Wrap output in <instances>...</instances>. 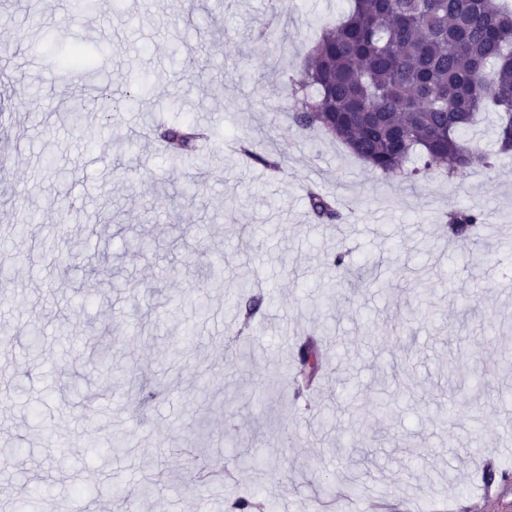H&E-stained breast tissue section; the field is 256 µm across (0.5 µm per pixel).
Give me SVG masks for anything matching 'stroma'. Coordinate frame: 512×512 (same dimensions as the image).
<instances>
[{"label": "stroma", "instance_id": "stroma-1", "mask_svg": "<svg viewBox=\"0 0 512 512\" xmlns=\"http://www.w3.org/2000/svg\"><path fill=\"white\" fill-rule=\"evenodd\" d=\"M99 3L72 18L62 0H0V323L16 334L0 353V433L15 450L0 458V512L75 498L128 512L154 468L161 483L142 512H231L238 497L308 512L329 478L341 512H512V376L500 370L512 361V157L392 185L338 141L299 130L283 85L348 0H196L191 13L186 0ZM264 12L271 39L253 27ZM76 44L104 75L143 79L140 104L121 106L115 125L97 85L59 69ZM188 120L210 133L198 156L139 137L143 124ZM312 182L335 199L339 225L314 220ZM453 205L483 211L479 239L449 236ZM27 210L39 223L10 235ZM70 252L77 261L57 262ZM336 252L360 274L330 296ZM217 261L223 287L198 288ZM253 298L244 330L228 305ZM146 319L161 326L154 338L132 331ZM34 321L46 376L18 396ZM63 323L73 335H58ZM104 328L108 367L85 346ZM306 336L321 339L322 369L298 397ZM142 382L158 391L146 409ZM121 433L135 444L106 456ZM354 460L357 491L345 480ZM215 461L223 485L195 488L197 467Z\"/></svg>", "mask_w": 512, "mask_h": 512}]
</instances>
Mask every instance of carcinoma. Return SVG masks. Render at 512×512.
I'll list each match as a JSON object with an SVG mask.
<instances>
[{
  "mask_svg": "<svg viewBox=\"0 0 512 512\" xmlns=\"http://www.w3.org/2000/svg\"><path fill=\"white\" fill-rule=\"evenodd\" d=\"M90 72L81 45L62 61ZM126 104L137 103L132 82L107 85ZM291 120L319 129L385 178L413 182L448 165V174L491 166L492 154L512 152V3L509 0H354L347 15L326 28L297 81ZM496 112L495 152L472 144L481 112ZM174 153L195 155L202 130L188 122L159 127ZM315 219H342L336 203L307 192ZM451 231L477 237L483 214L470 207L448 213ZM305 386L315 382L320 350L314 339L298 348Z\"/></svg>",
  "mask_w": 512,
  "mask_h": 512,
  "instance_id": "carcinoma-1",
  "label": "carcinoma"
}]
</instances>
